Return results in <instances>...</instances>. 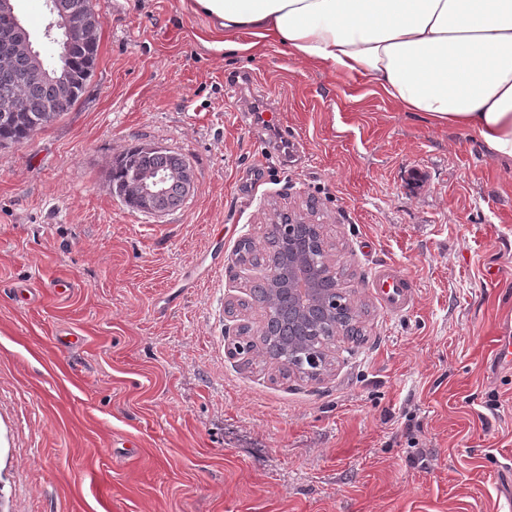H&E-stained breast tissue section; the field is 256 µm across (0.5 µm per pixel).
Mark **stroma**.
<instances>
[{
	"label": "stroma",
	"instance_id": "stroma-1",
	"mask_svg": "<svg viewBox=\"0 0 512 512\" xmlns=\"http://www.w3.org/2000/svg\"><path fill=\"white\" fill-rule=\"evenodd\" d=\"M92 6L82 98L0 147V512H501L512 161L272 42L220 49L188 0ZM139 144L194 169L160 217L109 182ZM287 210L362 311L317 381L225 352L261 314L224 311L254 277L237 245ZM388 265L398 312L370 286ZM374 286L385 299V308L398 312L408 305L412 283L410 278L398 268L385 266L375 272Z\"/></svg>",
	"mask_w": 512,
	"mask_h": 512
}]
</instances>
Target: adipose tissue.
Instances as JSON below:
<instances>
[{"instance_id": "adipose-tissue-1", "label": "adipose tissue", "mask_w": 512, "mask_h": 512, "mask_svg": "<svg viewBox=\"0 0 512 512\" xmlns=\"http://www.w3.org/2000/svg\"><path fill=\"white\" fill-rule=\"evenodd\" d=\"M222 48L241 34L378 86L405 112L512 159V0H191Z\"/></svg>"}]
</instances>
